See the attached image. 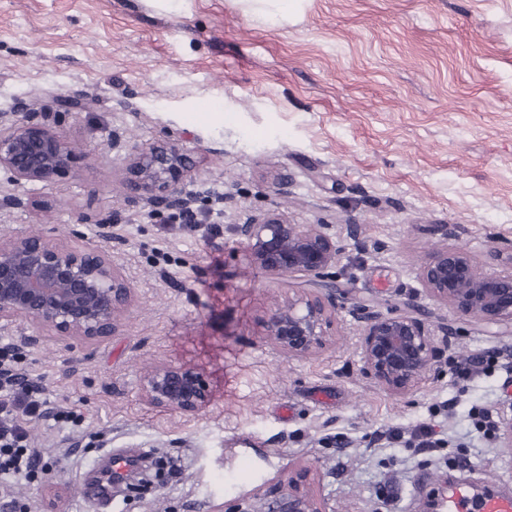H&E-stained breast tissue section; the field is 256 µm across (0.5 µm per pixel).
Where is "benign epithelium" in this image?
Wrapping results in <instances>:
<instances>
[{
    "mask_svg": "<svg viewBox=\"0 0 512 512\" xmlns=\"http://www.w3.org/2000/svg\"><path fill=\"white\" fill-rule=\"evenodd\" d=\"M75 153L55 132L42 107L19 100L0 113V170L18 184L52 183L70 171ZM189 169L186 154L163 142L128 152L127 201L146 199L160 210H192L181 192ZM232 230L256 267L273 279L309 278L316 288L295 291L269 315L265 342L290 359H309L331 342L337 289L328 281L342 251L326 224H292L270 210ZM418 281L435 301L464 318L512 327V270L493 275L477 271L467 251L443 245L418 270ZM133 298V288L111 256L98 246H72L41 235L0 238V326L23 324L56 338L93 342L115 334ZM365 323L360 343L362 369L379 387L402 396L416 388L440 362L449 344L426 329L413 312L360 309ZM145 399L183 415H196L208 403L209 386L193 368L162 363L143 378ZM225 512H326L311 493L293 482L261 505L227 507Z\"/></svg>",
    "mask_w": 512,
    "mask_h": 512,
    "instance_id": "1",
    "label": "benign epithelium"
}]
</instances>
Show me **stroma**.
Segmentation results:
<instances>
[{
  "mask_svg": "<svg viewBox=\"0 0 512 512\" xmlns=\"http://www.w3.org/2000/svg\"><path fill=\"white\" fill-rule=\"evenodd\" d=\"M55 96L92 102L51 122L75 169L47 185L0 171V193L24 201L0 210V235L102 245L134 300L110 337L24 348L22 373L81 420L28 424L57 473L0 484V504L92 512L81 480L131 449L180 466L151 492L116 494L112 512H224L304 466L327 512H428L421 475L438 492L512 494V447L476 429L482 412L512 415L506 371L450 373L488 350L512 363V329L458 317L416 278L444 243L482 274L502 268L490 245L512 250V0H0V113ZM164 140L188 156L199 225L126 199L128 146ZM267 210L343 235L336 340L307 360L264 344L288 285L232 231ZM363 304L410 305L431 330L452 328L411 393L363 373ZM160 363L206 378L198 415L145 400ZM426 421L442 445L420 453L405 438Z\"/></svg>",
  "mask_w": 512,
  "mask_h": 512,
  "instance_id": "35a3bbf8",
  "label": "stroma"
}]
</instances>
